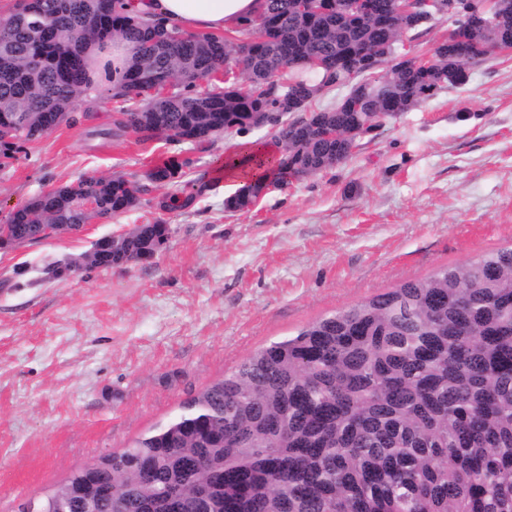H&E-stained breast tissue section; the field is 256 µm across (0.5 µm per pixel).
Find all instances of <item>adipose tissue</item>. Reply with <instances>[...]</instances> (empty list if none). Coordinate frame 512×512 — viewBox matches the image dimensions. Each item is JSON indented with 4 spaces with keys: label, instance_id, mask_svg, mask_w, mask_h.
I'll use <instances>...</instances> for the list:
<instances>
[{
    "label": "adipose tissue",
    "instance_id": "ef3b65f1",
    "mask_svg": "<svg viewBox=\"0 0 512 512\" xmlns=\"http://www.w3.org/2000/svg\"><path fill=\"white\" fill-rule=\"evenodd\" d=\"M132 14L174 24L187 32L217 33L256 17L264 0H127Z\"/></svg>",
    "mask_w": 512,
    "mask_h": 512
}]
</instances>
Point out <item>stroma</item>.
Returning a JSON list of instances; mask_svg holds the SVG:
<instances>
[{
    "label": "stroma",
    "mask_w": 512,
    "mask_h": 512,
    "mask_svg": "<svg viewBox=\"0 0 512 512\" xmlns=\"http://www.w3.org/2000/svg\"><path fill=\"white\" fill-rule=\"evenodd\" d=\"M455 26L434 16L398 52L428 54ZM99 97L26 143L0 169V220L42 191L97 175H140L188 156L210 187L191 209L160 211L162 189L111 221L0 250V512L60 484L91 457L131 445L251 354L410 280L512 246V52L385 118L332 168L224 208L214 166L266 128L214 144L114 133ZM164 220L145 261L48 277L100 238Z\"/></svg>",
    "instance_id": "35a3bbf8"
}]
</instances>
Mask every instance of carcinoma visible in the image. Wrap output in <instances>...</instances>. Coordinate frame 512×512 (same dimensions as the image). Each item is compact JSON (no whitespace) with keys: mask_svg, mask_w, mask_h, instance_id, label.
<instances>
[{"mask_svg":"<svg viewBox=\"0 0 512 512\" xmlns=\"http://www.w3.org/2000/svg\"><path fill=\"white\" fill-rule=\"evenodd\" d=\"M124 0H17L0 27V167L23 144L49 133L78 105L96 100L93 49L120 39L129 50L112 82L121 101L115 125L146 141L213 142L252 127L257 112L284 111L302 91L311 102L352 81L345 65L420 25L396 13V0H370L353 17L350 0L300 13L294 0H264L262 13L229 39L186 33L124 12ZM490 15L483 57L512 49V0ZM449 36L426 61L390 54L387 91L355 108L337 103L328 123L345 130L364 114L394 116L448 85ZM249 46L244 59L235 48ZM322 56L311 71L297 60ZM242 65L247 85L199 87L221 67ZM157 74L172 84L142 99ZM283 149L274 181L295 165L323 171L354 143L318 136L304 117L276 130ZM189 157H168L138 177L82 178L53 187L9 215L29 242L88 223L74 186L96 197L102 221L129 211L146 190L168 189L161 211L192 208L203 183L182 181ZM249 184L225 200L244 212L260 192ZM163 220L125 235L130 254L142 235L159 248ZM91 267L125 260L96 242ZM112 473L81 466L60 484L64 512H85L87 481L112 480V505L95 512H512V247L488 252L424 280L322 318L249 356L173 420L119 451L97 456Z\"/></svg>","mask_w":512,"mask_h":512,"instance_id":"obj_1","label":"carcinoma"}]
</instances>
